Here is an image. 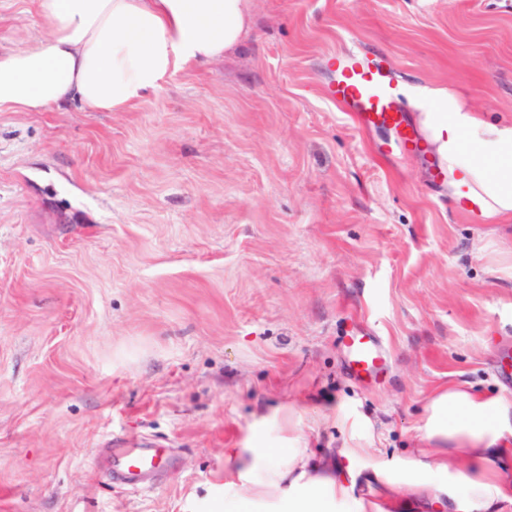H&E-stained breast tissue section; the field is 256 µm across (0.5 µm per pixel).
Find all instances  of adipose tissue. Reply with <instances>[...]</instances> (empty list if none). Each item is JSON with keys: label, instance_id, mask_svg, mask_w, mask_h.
<instances>
[{"label": "adipose tissue", "instance_id": "1", "mask_svg": "<svg viewBox=\"0 0 512 512\" xmlns=\"http://www.w3.org/2000/svg\"><path fill=\"white\" fill-rule=\"evenodd\" d=\"M47 33L0 50V110L63 111L79 102L122 112L171 73L240 47L255 0H34ZM429 140L448 170V193L485 221L512 212V126L483 122L445 95ZM385 500L353 494L354 479L301 447L261 440L224 451V512H512V398L460 386L426 403L416 448L399 466L373 463Z\"/></svg>", "mask_w": 512, "mask_h": 512}]
</instances>
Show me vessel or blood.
<instances>
[{
  "label": "vessel or blood",
  "mask_w": 512,
  "mask_h": 512,
  "mask_svg": "<svg viewBox=\"0 0 512 512\" xmlns=\"http://www.w3.org/2000/svg\"><path fill=\"white\" fill-rule=\"evenodd\" d=\"M338 78L329 96L343 111L352 113L360 127H388L403 144L420 146L425 133L422 122H415L402 111L399 94L378 64L354 51L345 52L333 63ZM347 349L346 371L359 378L381 371L384 348L379 337L367 330L343 339ZM109 481L132 490H149L153 478L167 470L170 462L163 443L152 440L138 448L101 449Z\"/></svg>",
  "instance_id": "1"
}]
</instances>
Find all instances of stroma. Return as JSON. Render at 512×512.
Wrapping results in <instances>:
<instances>
[{"label":"stroma","mask_w":512,"mask_h":512,"mask_svg":"<svg viewBox=\"0 0 512 512\" xmlns=\"http://www.w3.org/2000/svg\"><path fill=\"white\" fill-rule=\"evenodd\" d=\"M41 32L0 0V47ZM350 48L411 118L443 90L512 123V0H256L238 50L131 110L0 112V512H212L225 449L339 464L354 424L384 499L365 464L417 447L436 389L512 397V214L326 97ZM362 326L389 365L356 381ZM113 437L170 444L150 492L99 473Z\"/></svg>","instance_id":"stroma-1"}]
</instances>
